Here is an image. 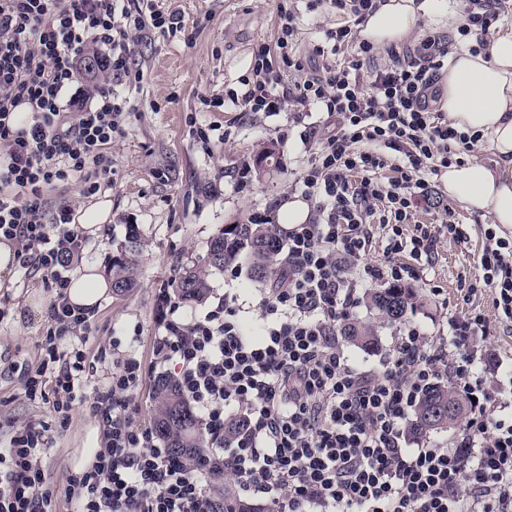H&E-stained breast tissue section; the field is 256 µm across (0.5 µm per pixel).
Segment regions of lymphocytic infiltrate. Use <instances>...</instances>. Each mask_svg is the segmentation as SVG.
I'll list each match as a JSON object with an SVG mask.
<instances>
[{
  "label": "lymphocytic infiltrate",
  "instance_id": "f902f5d3",
  "mask_svg": "<svg viewBox=\"0 0 512 512\" xmlns=\"http://www.w3.org/2000/svg\"><path fill=\"white\" fill-rule=\"evenodd\" d=\"M315 2L345 15V23L325 30L310 56L297 55L300 11L277 0L275 42L256 47L241 90L227 91L224 105L289 111L298 124L311 109L323 114L318 145L293 185L314 211L283 241L285 255L259 304L261 332L245 336L232 297L181 319L163 288L152 364L175 365L181 393L202 415L212 469L271 512H512V369L493 372L485 363L478 342L491 330L484 314L473 308L451 316L435 335L399 326L370 368L353 362L338 338L359 288L405 284L416 275L414 263L431 266L439 239L469 242L451 213L435 224L411 222L430 199L431 179L455 153L479 146L432 106L449 47L429 35L416 49H389L379 62L361 32L383 0ZM504 8V0H463L459 35L487 47ZM184 31L181 14L162 12L154 0H0V239L15 243L18 262L41 272L51 292L45 358L25 373L21 392L51 401L62 418L82 402L90 370L67 337L91 315L67 303L71 260L84 249L72 209L62 204L46 214L42 196L75 181L87 196L111 184V147L134 109L111 84L86 99L70 89L95 47L104 50L100 71L139 88V41ZM352 43L355 57L336 64ZM289 71L297 79L286 88ZM387 169L392 177H384ZM378 226L386 230L383 258L372 262ZM405 254L412 264L402 263ZM479 269L475 280L460 281L461 295L490 290L500 324L511 329L512 237L487 227ZM143 378L135 357L116 359L110 385L94 396L90 411L105 446L91 468L65 477L74 512H211V469L185 461L137 423ZM448 380L470 400L464 423L448 441L407 447L416 401ZM232 410L247 425L228 441ZM50 442L48 426L28 423L0 448V512H52L55 496L41 465Z\"/></svg>",
  "mask_w": 512,
  "mask_h": 512
}]
</instances>
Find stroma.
<instances>
[{"label":"stroma","instance_id":"obj_1","mask_svg":"<svg viewBox=\"0 0 512 512\" xmlns=\"http://www.w3.org/2000/svg\"><path fill=\"white\" fill-rule=\"evenodd\" d=\"M161 11H179L186 23V39L169 40L153 33L137 47L136 61L144 71L140 89L132 92L135 112L126 119L127 135L112 145V184L87 197L72 184L47 192L46 212L59 204L70 205L76 215L99 203L110 205L98 238L84 242L73 267L84 264L110 271L120 254L128 225H136L142 247L137 266V284L122 296H113L96 311L92 325L70 335L93 364L84 387L85 403L75 405L65 430H52V444L42 460L49 482L61 485L75 467L78 449L99 448L102 434L89 412L88 398L103 388L112 370V353H134L147 368L136 399L137 422L152 421L155 382L165 377L151 369V341L158 332L155 302L159 288L171 284L181 266L198 261L207 243L224 225L248 223L251 214L280 210L293 199L292 184L305 168L313 144L300 138L304 126L294 123L291 113L248 114L242 117L210 106V99L237 88L244 62L252 58L257 43L273 40L278 17L275 0H157ZM341 16L324 8L302 11L294 37L296 48L308 53L320 42L326 29L341 25ZM211 123L231 125L229 141L199 139L197 127ZM274 160L264 169L254 168L249 187L239 188L236 169L241 162L256 164L265 150ZM432 205H420L413 221L431 224L444 209H451L466 224L468 246L441 239L432 269L410 281L420 297L406 320L430 333L442 326L444 312L461 313L467 304L458 291L461 277L477 272L484 224L458 201L450 198L442 181L430 185ZM210 293L201 304H181L188 316L203 314L209 303L222 295H237L245 323L258 322L259 303L266 285L251 280L247 264L237 276L212 270ZM442 288L434 296L433 288ZM8 296L11 318L0 325V442L14 428L28 422H53L51 408L32 404L20 396V371L36 367L41 359V337L49 316L35 311L34 301H49L40 275L12 266L0 280V297ZM120 348H113V341Z\"/></svg>","mask_w":512,"mask_h":512}]
</instances>
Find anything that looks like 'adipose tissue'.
<instances>
[{"instance_id":"obj_1","label":"adipose tissue","mask_w":512,"mask_h":512,"mask_svg":"<svg viewBox=\"0 0 512 512\" xmlns=\"http://www.w3.org/2000/svg\"><path fill=\"white\" fill-rule=\"evenodd\" d=\"M449 12L447 0H384L362 35L379 48L399 46L414 36L423 17ZM438 105L451 127L478 135L490 153L488 160L454 163L443 172L449 196L512 232V32L497 35L483 55L452 50ZM109 294L108 279L90 265L75 270L67 291L70 304L86 308L100 306Z\"/></svg>"}]
</instances>
